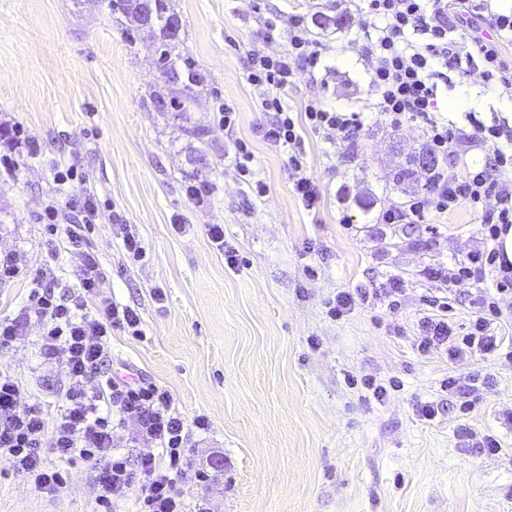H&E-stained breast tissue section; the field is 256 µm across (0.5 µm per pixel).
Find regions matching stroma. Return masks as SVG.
<instances>
[{
	"mask_svg": "<svg viewBox=\"0 0 512 512\" xmlns=\"http://www.w3.org/2000/svg\"><path fill=\"white\" fill-rule=\"evenodd\" d=\"M186 24L181 52L204 74L185 119L150 109L152 95L170 97L159 78L156 39L141 31L135 46L120 35L105 0H0V130L22 127L35 155L0 142V255H11L19 277L0 283V317L24 305L31 277L52 269L55 290L75 291L78 272L51 242L36 216L60 190L56 164L82 172L69 194L95 195L100 215L89 234L99 260L102 294L134 308L144 338L112 339V368L154 383L187 418L207 417L208 433L192 435L186 453L188 502L203 498L209 512H512V357L454 362L419 355L417 322L429 303L448 299L459 322L470 303L495 284L494 274L461 283L429 280L433 268L482 249L474 215L441 224H377L380 208L421 189L422 174L396 182L407 157L422 153L421 129L390 126L367 109L365 64L351 49L330 52L327 85L302 76L287 98L313 96L364 115L355 146L334 153L304 133L308 165L322 199L308 213L292 190L287 154L254 131L263 115L246 82V53L266 41L287 42L283 27L262 19L291 13H350L348 0H174ZM448 117L469 129L467 112L512 131V95L479 79L449 72ZM240 114L235 131L221 128L223 103ZM207 130L204 154L184 124ZM251 141L254 170L267 186L247 195L225 155L235 139ZM212 194L199 206L185 174ZM350 223H343V215ZM184 223L185 232L173 229ZM131 225L146 248L128 264L122 227ZM220 224L242 257L228 268L206 227ZM403 288L398 306L372 299L335 321L326 304L344 288H374L388 277ZM38 325L0 352V370L21 380L28 405L54 415L64 376L38 354ZM492 374L468 414L441 390L448 376ZM394 378L398 390L376 403L353 377ZM422 401L437 403L434 420ZM491 434L499 454L471 448L459 432ZM205 470L198 482L194 473ZM68 482L35 494L0 456V512H96L98 464H67Z\"/></svg>",
	"mask_w": 512,
	"mask_h": 512,
	"instance_id": "stroma-1",
	"label": "stroma"
}]
</instances>
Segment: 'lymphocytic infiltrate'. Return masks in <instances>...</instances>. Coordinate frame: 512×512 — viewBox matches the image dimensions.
Segmentation results:
<instances>
[{"instance_id": "lymphocytic-infiltrate-1", "label": "lymphocytic infiltrate", "mask_w": 512, "mask_h": 512, "mask_svg": "<svg viewBox=\"0 0 512 512\" xmlns=\"http://www.w3.org/2000/svg\"><path fill=\"white\" fill-rule=\"evenodd\" d=\"M363 14L354 42L367 66L369 105L391 125H422L435 163L433 181L383 210L380 223L421 224L427 217L466 208L479 216L486 239L496 240L501 227L512 224V148L501 145V126L469 116L471 143L492 153L485 165L470 164L459 148L454 122L441 119L437 110L452 70L512 92V13L499 12L496 0H366ZM285 25V49L276 54L258 45L249 49L246 80L264 116L258 136L287 150L293 191L313 211L321 191L307 166L303 131L341 148L359 137L363 122L360 112L322 98L290 107L286 92L297 76L315 80L326 71V47L313 39L303 15H289ZM98 212L96 198L88 195L51 201L39 217L46 233L74 260L78 290L56 294L53 272L36 273L22 312L0 320V351L15 347L27 325L39 324V355L59 366L68 386L60 413L49 421L23 402L21 381L0 371V456H9L31 488L45 494L65 486L64 464L77 459L101 463L100 512H112L137 481L142 484L137 512H188L181 488L185 451L191 431H207L208 421L184 417L166 389L109 372L113 336L139 337L143 331L133 309L99 296L102 272L87 244ZM497 258V250L487 248L429 275L444 281L473 279L496 268ZM508 298L511 271L497 278L493 292L480 297L468 327L450 321L447 306H435L417 322V351L466 360L511 346L512 336L502 335L496 325L500 305ZM129 425L140 440L153 445L134 460L115 443L117 429ZM46 445L57 465L42 456Z\"/></svg>"}]
</instances>
